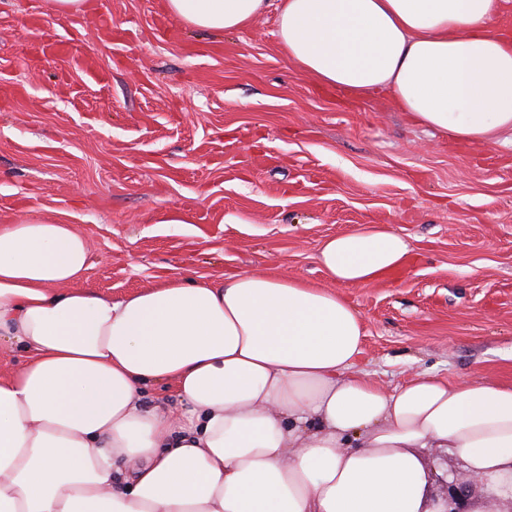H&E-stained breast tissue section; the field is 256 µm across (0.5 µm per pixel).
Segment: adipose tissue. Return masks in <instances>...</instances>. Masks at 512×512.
I'll use <instances>...</instances> for the list:
<instances>
[{
	"instance_id": "1",
	"label": "adipose tissue",
	"mask_w": 512,
	"mask_h": 512,
	"mask_svg": "<svg viewBox=\"0 0 512 512\" xmlns=\"http://www.w3.org/2000/svg\"><path fill=\"white\" fill-rule=\"evenodd\" d=\"M511 6L162 2L214 33L275 8L289 63L316 84L390 95L467 142L512 134V39L496 26ZM91 250L52 218L0 225V340L27 356L0 378V512H447L430 496L429 448L512 499V383L419 373L388 390L354 369L364 325L334 287L405 265L391 228L327 239L328 289L268 270L112 298L81 285ZM151 384L179 408L146 407Z\"/></svg>"
}]
</instances>
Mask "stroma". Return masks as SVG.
Wrapping results in <instances>:
<instances>
[{"label":"stroma","instance_id":"obj_1","mask_svg":"<svg viewBox=\"0 0 512 512\" xmlns=\"http://www.w3.org/2000/svg\"><path fill=\"white\" fill-rule=\"evenodd\" d=\"M160 2L60 18L0 0V224L72 225L94 248L84 287L115 298L243 270L324 287L323 242L382 224L411 257L337 288L364 324L356 370L512 383V139L460 142L388 96L318 87L274 15L215 34Z\"/></svg>","mask_w":512,"mask_h":512}]
</instances>
